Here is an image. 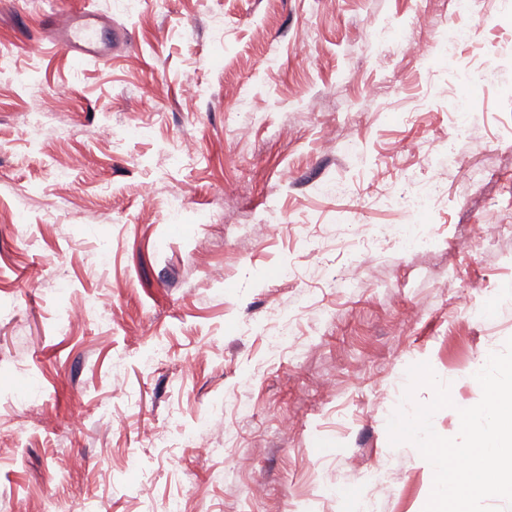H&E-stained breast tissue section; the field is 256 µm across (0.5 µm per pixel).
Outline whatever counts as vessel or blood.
I'll return each mask as SVG.
<instances>
[{
  "label": "vessel or blood",
  "mask_w": 512,
  "mask_h": 512,
  "mask_svg": "<svg viewBox=\"0 0 512 512\" xmlns=\"http://www.w3.org/2000/svg\"><path fill=\"white\" fill-rule=\"evenodd\" d=\"M105 21V15L96 10L60 8L49 14L46 27L58 44L70 53L74 63L104 65L109 62L110 55L99 41L98 33Z\"/></svg>",
  "instance_id": "obj_1"
}]
</instances>
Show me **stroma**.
Returning <instances> with one entry per match:
<instances>
[{
    "label": "stroma",
    "mask_w": 512,
    "mask_h": 512,
    "mask_svg": "<svg viewBox=\"0 0 512 512\" xmlns=\"http://www.w3.org/2000/svg\"><path fill=\"white\" fill-rule=\"evenodd\" d=\"M58 2L0 0V512H422L431 468L387 432L408 367L454 437L512 338V237L470 242L512 206V0H91L111 60L82 67L43 40ZM86 292L111 324L59 335ZM441 195V186L435 182H428L422 185L417 191L404 197L401 204L408 209L422 210Z\"/></svg>",
    "instance_id": "35a3bbf8"
}]
</instances>
